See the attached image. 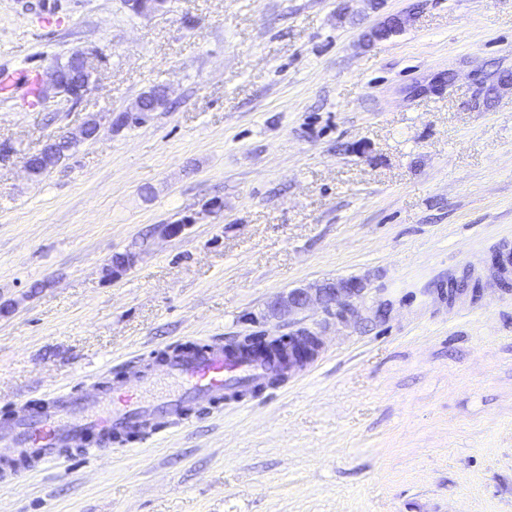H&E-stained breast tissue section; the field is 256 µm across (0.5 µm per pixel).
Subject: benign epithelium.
I'll return each mask as SVG.
<instances>
[{
	"mask_svg": "<svg viewBox=\"0 0 512 512\" xmlns=\"http://www.w3.org/2000/svg\"><path fill=\"white\" fill-rule=\"evenodd\" d=\"M48 77L58 94L70 102L83 100L93 87V84L76 76L63 78L56 67L49 70ZM364 291L365 286L354 279L328 280L309 288L292 289L277 296L270 310L274 315H291L316 304L336 315V319L348 320L358 316L357 302ZM321 346V337L317 332L299 328L288 336V358L283 363L288 370H295L313 360Z\"/></svg>",
	"mask_w": 512,
	"mask_h": 512,
	"instance_id": "benign-epithelium-1",
	"label": "benign epithelium"
}]
</instances>
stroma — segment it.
I'll return each mask as SVG.
<instances>
[{"label":"stroma","mask_w":512,"mask_h":512,"mask_svg":"<svg viewBox=\"0 0 512 512\" xmlns=\"http://www.w3.org/2000/svg\"><path fill=\"white\" fill-rule=\"evenodd\" d=\"M78 49L82 102L0 92V410L153 350L324 345L143 442L0 478V512H512V0H0V73ZM155 87L165 108L117 125ZM336 278L367 285L356 320L270 315ZM66 156V153H62L61 151L58 153L51 154H42L38 156L34 160V154L30 155L26 161V170L27 173H31L32 179L38 181L40 180L45 173H47L52 167H54L62 158ZM34 160V165L32 166V162ZM32 167V169H31ZM321 346V337L317 332L308 328H299L288 336V358L280 362L286 365L285 369L288 368L289 375L292 370L313 360L318 355Z\"/></svg>","instance_id":"35a3bbf8"}]
</instances>
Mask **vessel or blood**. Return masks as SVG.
<instances>
[{
  "label": "vessel or blood",
  "mask_w": 512,
  "mask_h": 512,
  "mask_svg": "<svg viewBox=\"0 0 512 512\" xmlns=\"http://www.w3.org/2000/svg\"><path fill=\"white\" fill-rule=\"evenodd\" d=\"M272 372L269 361L221 344L163 353L138 371L137 389L118 383L20 410L0 422V448L42 468L58 461L62 449L84 447L92 437L109 442L128 433L152 434L162 415L182 414L200 400H222L226 392L255 386Z\"/></svg>",
  "instance_id": "1"
}]
</instances>
